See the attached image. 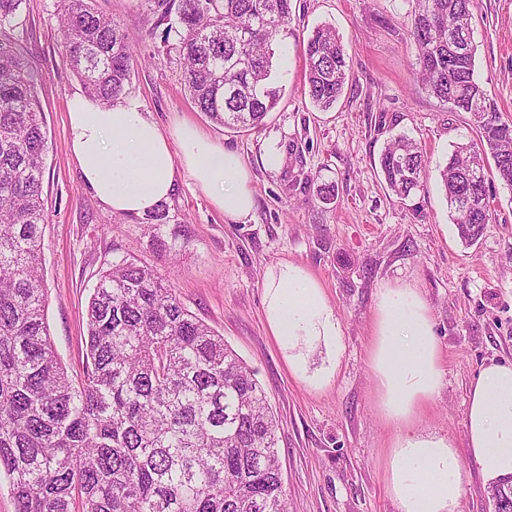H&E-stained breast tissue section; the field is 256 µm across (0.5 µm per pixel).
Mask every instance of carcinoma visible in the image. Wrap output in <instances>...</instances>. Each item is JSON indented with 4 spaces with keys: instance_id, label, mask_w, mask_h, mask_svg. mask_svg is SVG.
Segmentation results:
<instances>
[{
    "instance_id": "1",
    "label": "carcinoma",
    "mask_w": 512,
    "mask_h": 512,
    "mask_svg": "<svg viewBox=\"0 0 512 512\" xmlns=\"http://www.w3.org/2000/svg\"><path fill=\"white\" fill-rule=\"evenodd\" d=\"M24 0H0V28ZM409 33L424 88L481 114L478 140L459 143L439 169L450 220L465 246L491 219L488 184L512 191V122L475 78L477 0H412ZM293 0H166L192 101L226 129H259L283 88L274 45ZM63 59L88 95L125 98L134 50L95 0H57ZM312 104L336 105L350 77L343 38L330 25L303 41ZM38 67L0 42V477L16 512H288L264 389L208 324L176 297L156 266L117 251L87 306L86 366L67 374L45 322L43 199L47 132L36 99ZM386 189L404 199L424 186L416 140H391L379 158ZM174 225L171 232L165 228ZM164 205L147 218L160 260L189 242ZM512 512V481L490 490Z\"/></svg>"
}]
</instances>
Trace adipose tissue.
Masks as SVG:
<instances>
[{"mask_svg":"<svg viewBox=\"0 0 512 512\" xmlns=\"http://www.w3.org/2000/svg\"><path fill=\"white\" fill-rule=\"evenodd\" d=\"M68 141L85 184L112 213L153 214L170 202L181 168L229 219L253 210L251 173L237 151L185 121L161 128L136 100L104 105L74 93ZM264 313L291 371L314 388L327 386L335 366L310 372L308 354L315 345L339 349L341 326L319 281L300 264H277L266 278ZM370 364L379 410L394 427L385 476L398 512H460L466 455L489 484L512 477V362H490L472 382L463 454L450 439L415 430L421 406L444 379L433 322L416 289H380Z\"/></svg>","mask_w":512,"mask_h":512,"instance_id":"obj_1","label":"adipose tissue"}]
</instances>
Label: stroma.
<instances>
[{
	"instance_id": "stroma-1",
	"label": "stroma",
	"mask_w": 512,
	"mask_h": 512,
	"mask_svg": "<svg viewBox=\"0 0 512 512\" xmlns=\"http://www.w3.org/2000/svg\"><path fill=\"white\" fill-rule=\"evenodd\" d=\"M287 34L275 46L284 89L261 129L236 133L199 112L184 87L175 38L166 34L162 0H96L134 45L128 97L161 127L198 125L237 150L252 173L255 209L225 217L177 172L171 211L187 222L190 244L162 265L180 301L213 327L256 372L279 418L278 451L289 512H397L383 470L392 430L381 418L369 349L377 295L386 285L416 288L440 343L444 383L416 427L465 444L468 388L489 361H512V191L492 184L491 220L463 247L435 173L455 144L476 139L471 116L430 95L413 74L410 0H295ZM55 0H25L20 52L42 73L37 94L48 137L42 263L49 333L72 379L83 373L86 307L114 249L154 263L141 218L112 213L85 187L67 140V104L82 90L65 65ZM329 24L343 36L352 78L336 107H312L304 85L302 37ZM478 79L512 119V0H478L472 21ZM408 134L426 153L430 177L405 200L388 194L378 159L394 136ZM336 186V200L316 197ZM290 261L322 284L341 325L336 373L320 390L289 369L263 307L271 268Z\"/></svg>"
}]
</instances>
